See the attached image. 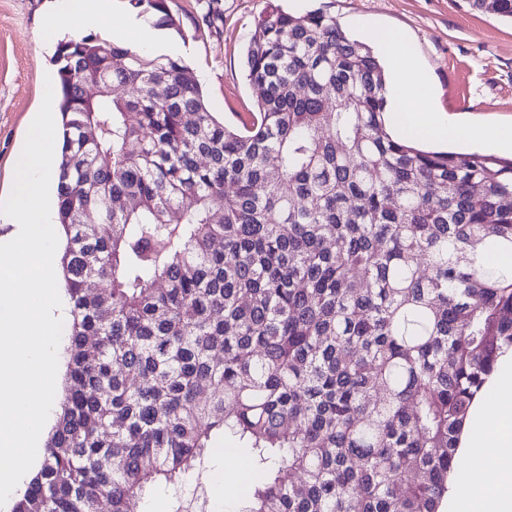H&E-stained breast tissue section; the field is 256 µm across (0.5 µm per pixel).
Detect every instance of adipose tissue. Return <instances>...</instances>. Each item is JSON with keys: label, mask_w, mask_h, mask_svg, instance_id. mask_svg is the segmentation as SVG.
<instances>
[{"label": "adipose tissue", "mask_w": 512, "mask_h": 512, "mask_svg": "<svg viewBox=\"0 0 512 512\" xmlns=\"http://www.w3.org/2000/svg\"><path fill=\"white\" fill-rule=\"evenodd\" d=\"M142 21L132 12L115 13L111 0H53L44 26L47 42L68 29L109 28L122 46L140 52L153 36L133 39ZM378 52L392 70L388 126L397 135L444 144L467 139L479 146L512 150V127L474 133L429 110V89L410 42L383 35ZM458 465L448 475L442 512H512V347L503 349L474 397L457 442Z\"/></svg>", "instance_id": "adipose-tissue-1"}]
</instances>
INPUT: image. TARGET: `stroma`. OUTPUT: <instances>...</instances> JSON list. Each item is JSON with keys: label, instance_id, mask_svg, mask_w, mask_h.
I'll list each match as a JSON object with an SVG mask.
<instances>
[{"label": "stroma", "instance_id": "35a3bbf8", "mask_svg": "<svg viewBox=\"0 0 512 512\" xmlns=\"http://www.w3.org/2000/svg\"><path fill=\"white\" fill-rule=\"evenodd\" d=\"M47 0H0V197L12 158L35 112L55 48L40 37ZM290 13L320 9L349 34L371 27L407 35L428 73L430 107L482 127L512 125V23L472 10L467 0H173L180 35L166 33L200 77L212 112L233 126L250 122L256 92L243 61L255 22L270 5ZM224 478V494L211 483ZM258 475L248 453L225 440L224 452L179 491L156 489L134 512H239Z\"/></svg>", "mask_w": 512, "mask_h": 512}]
</instances>
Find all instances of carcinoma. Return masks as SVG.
Here are the masks:
<instances>
[{
	"label": "carcinoma",
	"mask_w": 512,
	"mask_h": 512,
	"mask_svg": "<svg viewBox=\"0 0 512 512\" xmlns=\"http://www.w3.org/2000/svg\"><path fill=\"white\" fill-rule=\"evenodd\" d=\"M55 62L66 394L12 512H130L226 436L258 471L241 512H438L512 346V277L478 263L512 255V160L392 137L383 66L322 11L259 18L243 128L179 57L86 35Z\"/></svg>",
	"instance_id": "carcinoma-1"
}]
</instances>
